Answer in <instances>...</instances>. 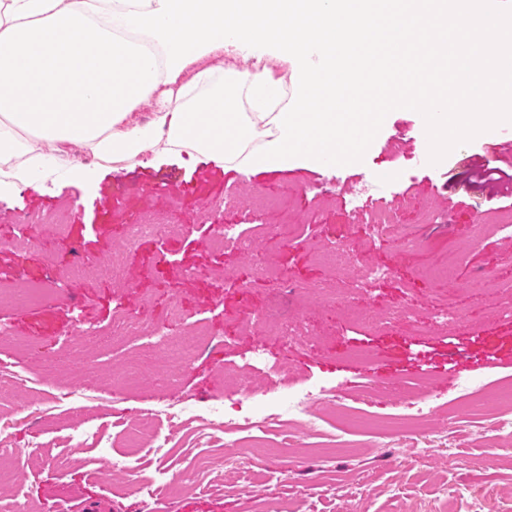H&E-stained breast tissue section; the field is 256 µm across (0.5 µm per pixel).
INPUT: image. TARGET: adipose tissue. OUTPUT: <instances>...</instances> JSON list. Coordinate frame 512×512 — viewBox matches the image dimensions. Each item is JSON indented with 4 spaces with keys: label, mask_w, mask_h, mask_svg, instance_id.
I'll list each match as a JSON object with an SVG mask.
<instances>
[{
    "label": "adipose tissue",
    "mask_w": 512,
    "mask_h": 512,
    "mask_svg": "<svg viewBox=\"0 0 512 512\" xmlns=\"http://www.w3.org/2000/svg\"><path fill=\"white\" fill-rule=\"evenodd\" d=\"M486 25L447 0H0V161L36 179L73 144L129 164L190 144L253 171L331 166L347 160L356 131L381 122L354 111L359 90L382 96L413 82L428 89L426 145L436 150L467 130L473 99L490 101L482 119L492 122L512 93L502 65L512 33L487 43ZM413 43L428 58L414 74L397 61ZM228 46L299 57V106L279 107L268 72L210 65ZM443 49L467 85L454 99Z\"/></svg>",
    "instance_id": "adipose-tissue-1"
}]
</instances>
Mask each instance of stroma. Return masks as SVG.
Returning <instances> with one entry per match:
<instances>
[{
	"instance_id": "35a3bbf8",
	"label": "stroma",
	"mask_w": 512,
	"mask_h": 512,
	"mask_svg": "<svg viewBox=\"0 0 512 512\" xmlns=\"http://www.w3.org/2000/svg\"><path fill=\"white\" fill-rule=\"evenodd\" d=\"M397 94L403 105L387 112L369 141L347 162L327 168L291 163L248 172L190 150H148L130 169L75 144L64 164L83 168V175L6 180L0 281H41L49 296L23 309L0 307V331L23 342L19 348L0 344V371L22 378L28 391L0 426L11 447L38 444L43 454L75 458L63 475L48 465L30 467L18 500L43 512H279L285 503L295 512H399L414 498L425 512L446 501L453 512H468L471 497L479 496L485 512H495L493 493L512 490V439L497 438L489 415L483 433L474 432L458 388L428 396L445 420V447L397 448L361 421L367 413L396 412L405 401L403 382L427 373L446 376L456 362L473 366L474 379L491 387L512 380V229L501 225L512 215V202L465 171L472 159L499 166L501 126L474 124L471 133L450 137L436 156L424 146L417 90ZM362 185L394 200L396 222L384 234L349 205L351 191ZM254 194L287 199L288 208L253 212L248 199ZM169 199L175 202L170 217L182 231L140 241L128 256L124 282L59 278L72 263L104 262L129 225ZM479 223L485 231L478 236L473 227ZM272 226L287 235V246L270 239ZM240 229L258 244L252 256L231 245L210 247L215 233ZM405 235L416 247L399 246ZM338 241L358 267H385L390 277L338 282L335 302L320 305L252 275L254 265L264 264L301 283H327L330 273L319 265L317 250ZM444 265L452 268L450 281L428 278L429 270ZM488 269L495 275L491 287L482 277ZM401 305L414 310L415 319L374 329L351 321L359 308L381 316ZM439 305L450 308V317L435 315ZM174 306L181 319H171ZM267 310L300 321L310 343L257 335L254 324ZM123 311L172 336L196 324L207 329L198 355L178 371L173 402L188 396L202 408L227 398L262 412L291 392L323 383L341 389L383 378L392 389L359 396L348 411L328 417L335 447H304L296 428L285 425L276 447L252 460L260 482L254 493L242 491V469L233 460L213 474L209 487L168 486L169 470L197 454L183 434H176L166 460L140 449L129 461L153 490L143 496L131 483L96 478L124 451L122 421L158 404L159 391L150 385L117 387L123 364L152 352L145 337L114 340L112 321ZM76 331L85 350L76 348ZM491 358L502 368L487 378L481 367ZM275 360L286 362L288 373L270 392L267 364ZM240 369L251 374L255 393L231 394L230 378ZM287 458L293 469L280 470Z\"/></svg>"
}]
</instances>
